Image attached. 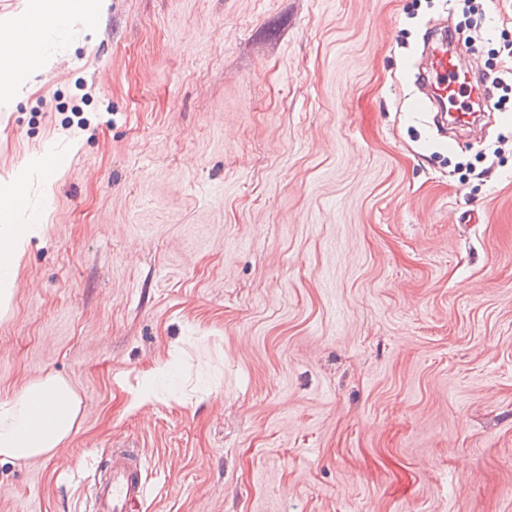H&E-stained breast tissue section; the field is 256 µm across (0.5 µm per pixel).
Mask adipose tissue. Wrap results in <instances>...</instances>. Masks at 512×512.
I'll list each match as a JSON object with an SVG mask.
<instances>
[{
    "label": "adipose tissue",
    "mask_w": 512,
    "mask_h": 512,
    "mask_svg": "<svg viewBox=\"0 0 512 512\" xmlns=\"http://www.w3.org/2000/svg\"><path fill=\"white\" fill-rule=\"evenodd\" d=\"M35 23L10 27L0 35V81L13 82L20 70L49 71L51 56L36 52L46 34L45 21L92 23L86 0H32ZM22 201V186L12 183L0 193V307H8L14 294L15 275L29 239L27 225L12 224L9 214ZM80 411V400L59 377L47 375L34 381L23 394L0 404V457L11 460L50 455L67 439Z\"/></svg>",
    "instance_id": "1"
}]
</instances>
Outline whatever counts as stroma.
<instances>
[{"instance_id":"35a3bbf8","label":"stroma","mask_w":512,"mask_h":512,"mask_svg":"<svg viewBox=\"0 0 512 512\" xmlns=\"http://www.w3.org/2000/svg\"><path fill=\"white\" fill-rule=\"evenodd\" d=\"M100 0L0 107L13 223L0 403L56 375L52 455L0 512H512V0ZM503 120L435 143L432 26ZM62 169L45 187L39 160ZM143 464L125 451L112 452L108 472L94 477L87 487L89 512H132L149 494V483L142 473Z\"/></svg>"}]
</instances>
